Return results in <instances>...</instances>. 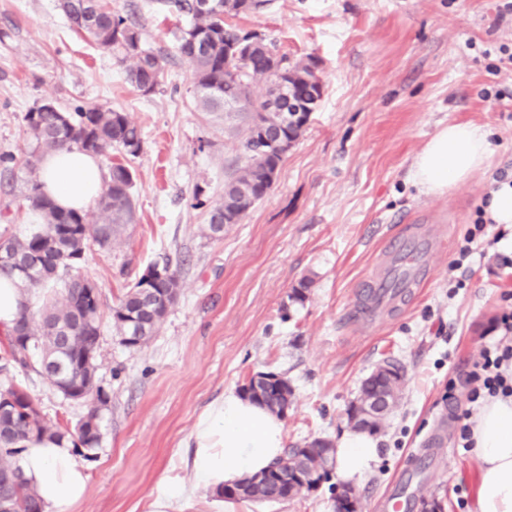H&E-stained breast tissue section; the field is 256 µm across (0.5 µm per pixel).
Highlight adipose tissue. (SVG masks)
I'll return each mask as SVG.
<instances>
[{
  "label": "adipose tissue",
  "instance_id": "adipose-tissue-1",
  "mask_svg": "<svg viewBox=\"0 0 512 512\" xmlns=\"http://www.w3.org/2000/svg\"><path fill=\"white\" fill-rule=\"evenodd\" d=\"M490 136L474 123L442 126L415 156L412 181L433 196L465 184L485 166ZM42 171L47 194L64 208L88 209L102 188L100 165L76 149L47 155ZM283 429L279 416L245 397L228 394L214 401L198 417L192 451L183 459L193 485L169 483L148 503L147 512H171L193 487L210 492L211 512H235L234 502L224 499V486L266 470L282 456ZM471 433L480 461L477 512H512V396L486 398ZM376 454L372 437L350 433L336 450V465L350 478L368 471ZM19 463L46 512H70L83 499L87 474L70 444L47 439L29 444Z\"/></svg>",
  "mask_w": 512,
  "mask_h": 512
}]
</instances>
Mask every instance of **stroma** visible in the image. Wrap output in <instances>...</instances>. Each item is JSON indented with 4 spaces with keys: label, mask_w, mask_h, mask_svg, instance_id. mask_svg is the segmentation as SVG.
I'll use <instances>...</instances> for the list:
<instances>
[{
    "label": "stroma",
    "mask_w": 512,
    "mask_h": 512,
    "mask_svg": "<svg viewBox=\"0 0 512 512\" xmlns=\"http://www.w3.org/2000/svg\"><path fill=\"white\" fill-rule=\"evenodd\" d=\"M108 2L165 60L152 93L135 89L110 52L75 32L59 0H0V154L16 157L10 170L0 169V225L17 234L32 215L26 112L46 101L66 111L120 109L143 137L137 158L116 150L99 160L105 171L129 163L136 221L112 248L92 244L85 254L83 272L99 292L98 378L110 407L99 448L78 455L88 481L72 512H146L164 479L189 481L176 448L211 402L261 372L287 378L295 391L283 418L285 447L339 440L361 382L386 360L404 370L403 395L376 434L370 471L347 483L363 512H373L374 499L393 490L413 451L425 447L431 464L408 490L412 512H422L424 499L442 501L445 512H475L479 463L448 416V381L501 334L497 321L512 310V269L501 259L512 249L477 242L467 267L450 264L494 175L512 170V64L494 75L486 56L500 44L512 47L504 0H272L231 18L290 59L312 58L322 97L268 195L215 239L204 233L206 209L191 203L223 194L242 121L197 111L167 0ZM490 87L504 97L484 99ZM451 122L487 126L491 156L466 184L425 194L409 178L411 163ZM398 215L448 225L451 242L414 301L366 333L344 316ZM166 261L179 275L178 301L148 344L126 349L112 308L149 265ZM453 276L465 288L449 290ZM306 278V300L292 302ZM10 375L52 421L71 426L83 415L34 372ZM438 434L441 445L431 446ZM342 484L334 473L295 499L247 502L243 512H334L331 489Z\"/></svg>",
    "instance_id": "stroma-1"
}]
</instances>
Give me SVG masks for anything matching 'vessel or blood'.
<instances>
[{
    "mask_svg": "<svg viewBox=\"0 0 512 512\" xmlns=\"http://www.w3.org/2000/svg\"><path fill=\"white\" fill-rule=\"evenodd\" d=\"M446 244L447 229L442 225L404 224L387 235L375 270L353 291L348 323L369 330L408 306Z\"/></svg>",
    "mask_w": 512,
    "mask_h": 512,
    "instance_id": "vessel-or-blood-1",
    "label": "vessel or blood"
}]
</instances>
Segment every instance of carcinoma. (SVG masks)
I'll return each instance as SVG.
<instances>
[{
    "instance_id": "1",
    "label": "carcinoma",
    "mask_w": 512,
    "mask_h": 512,
    "mask_svg": "<svg viewBox=\"0 0 512 512\" xmlns=\"http://www.w3.org/2000/svg\"><path fill=\"white\" fill-rule=\"evenodd\" d=\"M202 0H170L177 12L191 17L190 27L179 38V52L192 65L196 107L201 112H224L237 103L245 120L239 153L224 176L222 197L208 206L207 230L212 238L243 221L249 210L272 189L280 163L299 139L310 113L287 122V113L271 107L272 71L281 70L288 84L309 95L311 107L322 96V85L312 61H290L276 43L256 31H245L225 22L242 14V0H212L204 10ZM71 26L99 47L112 52L125 68L126 79L149 94L160 84L163 65L146 47L141 29L102 0H62ZM264 92L254 91L256 83ZM35 147L26 160L32 177L28 202L42 223L23 235H0V277L17 280L26 292L39 293L37 306L22 302L18 317L5 333L0 372L12 368L31 370L52 386L62 388L64 399L81 403L86 413L74 428L47 419L36 399L13 380L0 382V471L15 478L0 479V503L10 512H44L37 494L28 487L18 464L20 449L33 440L65 441L74 448L93 450L102 439L101 419L110 397L97 382V345L100 337L99 299L96 286L82 272L89 243L101 249L112 246L122 228L134 223V176L131 168L114 164L99 194L94 211L81 213L59 207L42 190L37 175L40 158L58 150L76 148L93 156L118 150L135 158L143 149L140 130L118 109L78 105L67 112L40 105L24 116ZM165 277L153 288L141 287L138 278L112 309L120 343L128 349L146 344L156 333L180 291L177 271L169 262L154 264ZM279 389H266L260 376L251 377L242 393L270 412L282 415L293 390L279 376ZM334 449L322 440L307 443L299 453L291 448L269 469L224 488V498L259 503L280 502L300 495L294 485L302 477L308 487L323 478Z\"/></svg>"
}]
</instances>
